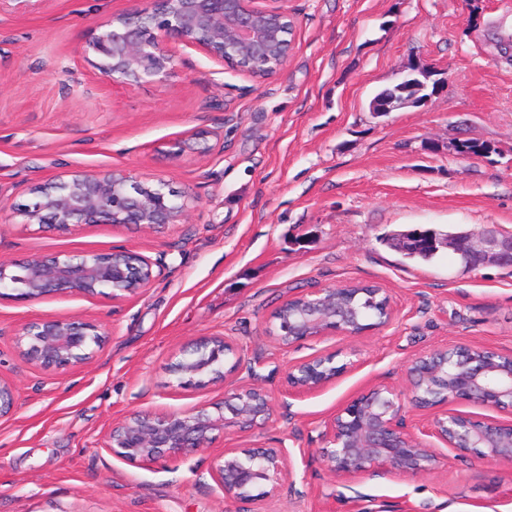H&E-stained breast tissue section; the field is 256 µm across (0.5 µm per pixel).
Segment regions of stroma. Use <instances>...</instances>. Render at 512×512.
Here are the masks:
<instances>
[{"instance_id":"1","label":"stroma","mask_w":512,"mask_h":512,"mask_svg":"<svg viewBox=\"0 0 512 512\" xmlns=\"http://www.w3.org/2000/svg\"><path fill=\"white\" fill-rule=\"evenodd\" d=\"M135 0H55L0 16V262L126 247L166 254L169 268L121 302L73 293L0 297V381L15 407L0 419V512H512V465L437 446V468L334 478L320 433L374 384L401 390L414 355L468 342L512 350V268L467 270L441 251L404 262L394 230L489 224L512 231V0H288L292 52L283 72L254 81L177 47L165 83L108 85L86 36ZM411 67L436 89L421 104L374 113L369 102ZM210 130L209 152L170 144ZM465 139L491 146L463 156ZM121 168L156 176L197 201L185 224L25 225L16 206L66 170ZM373 284L391 322L361 336L290 347L266 337L272 311L311 288ZM43 316L95 320L108 332L92 359L45 370L15 338ZM230 337L241 355L229 386L178 385L182 347ZM334 355L348 369L310 393H289V368ZM255 383L272 419L247 433L213 432L190 457L130 464L106 443L134 411L189 410ZM227 448H284L295 487L228 502L208 474Z\"/></svg>"}]
</instances>
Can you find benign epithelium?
I'll return each instance as SVG.
<instances>
[{"label": "benign epithelium", "instance_id": "7a95c632", "mask_svg": "<svg viewBox=\"0 0 512 512\" xmlns=\"http://www.w3.org/2000/svg\"><path fill=\"white\" fill-rule=\"evenodd\" d=\"M141 7L112 14L92 30L88 48L97 56L94 67L112 85L163 83L177 67L172 43L194 48L221 69L253 80H266L288 63L293 30L288 0H140ZM41 200L23 212L27 224H139L149 229L186 224L190 198L157 178L140 181L122 169L65 171L39 187ZM467 270L494 266L512 268V232L492 224L483 232L451 234L442 243ZM0 262V289L17 297L39 300L79 293L94 297L110 289L114 300L146 290L166 269L165 256L155 259L128 248L107 252L35 256L13 264ZM339 288H312L300 295L295 322L277 332L275 318L268 337L283 347L341 334L360 336L392 320L390 297L382 288L381 317L375 324L353 328L352 311L339 304ZM93 320L46 316L23 328L19 354L47 370L74 369L90 360L106 338ZM240 364L234 342L226 336H203L179 352L170 373L181 385L198 376L224 383ZM346 369L331 354H316L292 366L288 389L311 392L336 380ZM408 385L396 391L373 385L351 398L325 425L319 449L327 471L337 478L383 470L426 474L438 464L433 441L471 451L495 463L512 464V422L478 419L450 406L476 404L512 408V352L491 351L473 343L442 346L408 361ZM218 404L217 414L200 407L156 414L130 413L112 425L108 448L122 460L137 464L187 456L208 447L218 428L249 432L273 415L274 402L264 388L241 385ZM419 410L441 409L430 427L417 436L402 419L403 401ZM209 475L226 501L275 498L293 487L285 448H226L213 458Z\"/></svg>", "mask_w": 512, "mask_h": 512}]
</instances>
